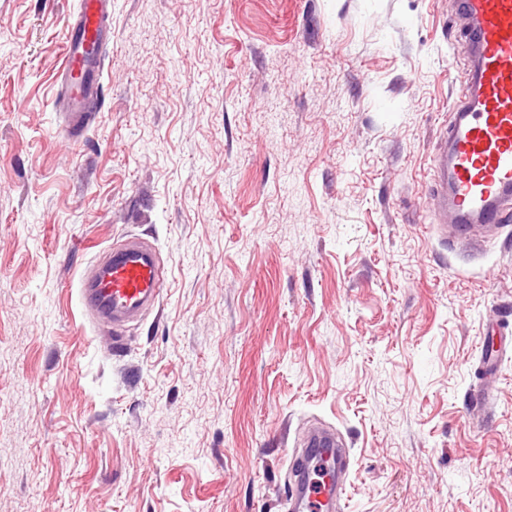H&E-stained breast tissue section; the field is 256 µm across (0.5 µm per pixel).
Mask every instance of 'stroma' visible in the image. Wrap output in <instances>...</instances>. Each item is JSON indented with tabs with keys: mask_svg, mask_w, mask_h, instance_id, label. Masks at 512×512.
Instances as JSON below:
<instances>
[{
	"mask_svg": "<svg viewBox=\"0 0 512 512\" xmlns=\"http://www.w3.org/2000/svg\"><path fill=\"white\" fill-rule=\"evenodd\" d=\"M75 8L0 0V512H285L316 425L342 512H512V222L429 210L448 0H112L76 142ZM129 236L114 352L77 286ZM165 288L156 250L139 238L112 248L81 279L79 302L96 325L121 328L146 309L155 307Z\"/></svg>",
	"mask_w": 512,
	"mask_h": 512,
	"instance_id": "stroma-1",
	"label": "stroma"
}]
</instances>
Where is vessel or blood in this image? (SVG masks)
I'll use <instances>...</instances> for the list:
<instances>
[{"label": "vessel or blood", "instance_id": "1", "mask_svg": "<svg viewBox=\"0 0 512 512\" xmlns=\"http://www.w3.org/2000/svg\"><path fill=\"white\" fill-rule=\"evenodd\" d=\"M112 0H79L63 48L59 104L73 131L97 106L102 50L112 37ZM455 38L467 65L453 119L432 155L430 211L438 226L464 232L512 215V0H454ZM156 250L128 238L81 279L79 302L92 322L121 328L161 298ZM349 453L319 431L292 459L289 512H338Z\"/></svg>", "mask_w": 512, "mask_h": 512}]
</instances>
